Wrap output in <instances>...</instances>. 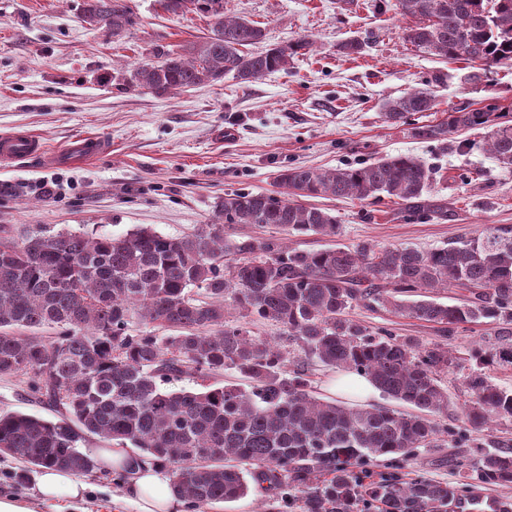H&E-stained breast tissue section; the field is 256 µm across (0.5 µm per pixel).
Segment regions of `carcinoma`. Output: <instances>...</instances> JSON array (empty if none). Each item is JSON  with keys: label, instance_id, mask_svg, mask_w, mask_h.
I'll return each instance as SVG.
<instances>
[{"label": "carcinoma", "instance_id": "carcinoma-1", "mask_svg": "<svg viewBox=\"0 0 512 512\" xmlns=\"http://www.w3.org/2000/svg\"><path fill=\"white\" fill-rule=\"evenodd\" d=\"M178 15L211 18L202 40L136 69V86L157 95L233 78L250 83L288 68L310 51L301 38L261 52L254 21L224 15V0H159ZM413 20L406 41L439 56L490 67L512 61V0H398ZM80 19L120 35L135 23L127 0H83ZM416 90L386 103L391 125L448 151L458 128L491 129L488 151L512 167V113L496 104L460 108L448 120L411 123L434 110ZM442 177L406 154L335 169L293 166L278 190L232 191L218 202L219 224L167 236L141 228L123 237L37 230L22 242L0 239V375L28 376L56 420L0 411V455L37 469L55 467L90 479L100 474L81 445L89 435L122 445L169 470L190 512L246 496L267 484L301 502V512H512L491 495L512 485V440L475 443L477 462L455 482L403 472L427 448H463L468 439L438 417L448 411L441 375L458 367L443 347L374 331L351 315L382 308L448 334L463 324H492L502 342L469 351L461 385L464 417L475 431L512 421V390L491 368L512 364V225L424 251L383 247L371 239L301 251L273 237L235 240L226 224L274 226L287 233L340 234L336 217L302 198H388L405 220L448 217L431 196ZM456 288L461 302L423 294ZM275 323L280 340L252 334ZM171 328L167 336L133 334L134 322ZM44 327L56 335H39ZM357 372L385 396L413 408H354L314 395L313 366ZM233 370L248 381L174 391L185 375ZM383 462L373 478L369 467Z\"/></svg>", "mask_w": 512, "mask_h": 512}]
</instances>
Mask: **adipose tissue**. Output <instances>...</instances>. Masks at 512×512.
Returning a JSON list of instances; mask_svg holds the SVG:
<instances>
[{
    "instance_id": "obj_1",
    "label": "adipose tissue",
    "mask_w": 512,
    "mask_h": 512,
    "mask_svg": "<svg viewBox=\"0 0 512 512\" xmlns=\"http://www.w3.org/2000/svg\"><path fill=\"white\" fill-rule=\"evenodd\" d=\"M102 468L119 471L132 463L133 471L122 489V500L134 502L138 512H179L168 472L147 460H134L131 449L123 447L96 448L92 451ZM87 483L75 481L60 469H46L37 478L32 502L0 496V512H33L34 506L47 507L49 512H85Z\"/></svg>"
}]
</instances>
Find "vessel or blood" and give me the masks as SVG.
<instances>
[{"label":"vessel or blood","instance_id":"1","mask_svg":"<svg viewBox=\"0 0 512 512\" xmlns=\"http://www.w3.org/2000/svg\"><path fill=\"white\" fill-rule=\"evenodd\" d=\"M109 149L107 140L89 134L71 140L60 149L52 150L36 134L22 130L0 137V162L8 164L33 159L43 167L52 168L94 160Z\"/></svg>","mask_w":512,"mask_h":512}]
</instances>
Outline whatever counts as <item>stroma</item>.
<instances>
[{
    "label": "stroma",
    "instance_id": "35a3bbf8",
    "mask_svg": "<svg viewBox=\"0 0 512 512\" xmlns=\"http://www.w3.org/2000/svg\"><path fill=\"white\" fill-rule=\"evenodd\" d=\"M81 3L0 0V135L28 130L59 148L91 133L111 145L81 166L0 163V237L19 242L36 227L115 237L148 228L176 236L217 223L216 205L225 193L274 191L284 168H334L401 153L442 169L432 196L447 202V218L406 221L387 200L372 206L324 199L321 207L342 226L339 238L296 234L287 236L288 245L316 251L371 239L428 250L488 224L512 225V167L490 158L485 130L450 133V150L442 153L383 119L386 102L419 89L435 94L430 121L493 102L512 110V63L478 73L465 61L416 49L404 38L409 20L397 0H224L225 15L264 27V47L305 37L310 53L253 83L228 75L166 96L136 87L133 72L158 48L198 41L208 18L168 14L158 0H128L136 23L114 36L83 25ZM350 39L363 42L362 54L340 53ZM352 314L424 346L458 351L462 361L442 386L446 422L462 426L459 380L470 368L466 355L493 339L494 326L466 324L449 335L382 308L359 305ZM3 410L56 417L20 374L0 376ZM461 459L475 463L474 449L433 448L409 461L407 471L453 482Z\"/></svg>",
    "mask_w": 512,
    "mask_h": 512
}]
</instances>
